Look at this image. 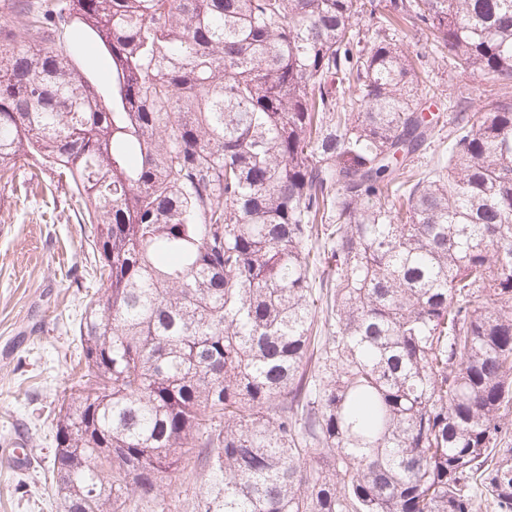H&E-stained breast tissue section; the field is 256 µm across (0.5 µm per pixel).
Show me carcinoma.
I'll return each instance as SVG.
<instances>
[{"label": "carcinoma", "instance_id": "carcinoma-1", "mask_svg": "<svg viewBox=\"0 0 512 512\" xmlns=\"http://www.w3.org/2000/svg\"><path fill=\"white\" fill-rule=\"evenodd\" d=\"M7 2L0 180L65 179L101 284L74 512H512V97L420 169L440 115L386 33L512 85V0H387L370 38L374 0ZM207 481L206 477H198L197 479H174L172 478L171 486H169L170 494L167 496L176 497L177 495L180 496V499H184L185 495H188V498H191L192 494L195 492L197 494H203L206 491L207 488Z\"/></svg>", "mask_w": 512, "mask_h": 512}]
</instances>
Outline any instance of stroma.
<instances>
[{
    "instance_id": "stroma-1",
    "label": "stroma",
    "mask_w": 512,
    "mask_h": 512,
    "mask_svg": "<svg viewBox=\"0 0 512 512\" xmlns=\"http://www.w3.org/2000/svg\"><path fill=\"white\" fill-rule=\"evenodd\" d=\"M427 111L452 123L460 101L478 105L498 85L425 58ZM67 187L47 171L0 183V449L23 450L15 469L0 457V512H59L49 479L53 409L79 377L78 319L100 289L83 278L90 227L75 218Z\"/></svg>"
}]
</instances>
